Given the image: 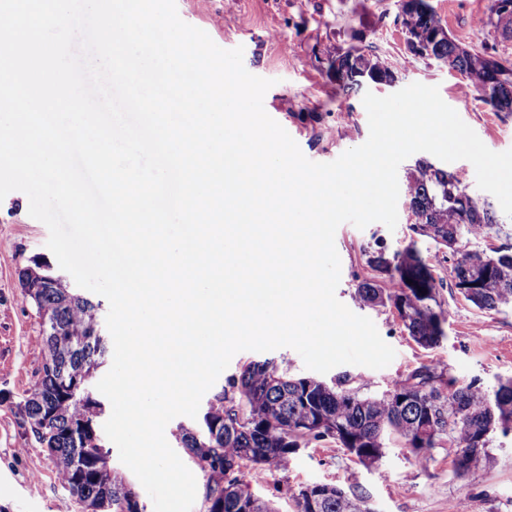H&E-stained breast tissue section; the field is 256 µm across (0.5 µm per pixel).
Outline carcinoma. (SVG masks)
Masks as SVG:
<instances>
[{
	"instance_id": "cac0c4a2",
	"label": "carcinoma",
	"mask_w": 512,
	"mask_h": 512,
	"mask_svg": "<svg viewBox=\"0 0 512 512\" xmlns=\"http://www.w3.org/2000/svg\"><path fill=\"white\" fill-rule=\"evenodd\" d=\"M486 26L512 38V15L487 16ZM404 25L418 40H430L432 30L446 31L428 3L417 0V10L405 13ZM428 56L448 64L481 93V100L496 112L512 111V83L499 98H486L489 83L498 74H512V63L490 67L487 55L473 52L448 36L431 46ZM327 70L343 90L356 86L357 74L384 76L388 69L371 54L357 50L326 58ZM460 178L427 161H420L409 183L410 206L417 233L432 238L457 255L452 267L455 287L466 300L486 311H501L512 303V251L490 252L462 247L466 235L493 225L485 206L463 201ZM35 256L18 274L24 299L41 318L55 323L56 340L41 336L43 358L39 381L24 403L36 428V442L49 449L63 485L76 500L94 512H143L125 480L107 465L106 456L88 455L95 447L104 407L96 398L95 381L105 362L109 339L94 336L100 304L81 296L57 270H46ZM397 281L387 294L365 280L356 294L369 306L395 309L408 335L424 348L444 338L442 314L434 310L437 284L432 266L411 242L392 257L371 260ZM412 283H406V280ZM205 414L218 431L181 428V442L205 481V502L216 500L220 512H272L270 505L243 492L237 473L248 465L268 470L288 468L299 442L332 438L362 464H375L383 456V438L393 434L420 460L449 442L456 448L454 469L470 471L485 457L490 436L512 420V380L489 392L475 383L462 386L438 363L421 365L382 394H364L293 378L268 362H250L233 380L232 393L220 391L209 401ZM299 512H371L366 502L332 485L310 503L299 493Z\"/></svg>"
}]
</instances>
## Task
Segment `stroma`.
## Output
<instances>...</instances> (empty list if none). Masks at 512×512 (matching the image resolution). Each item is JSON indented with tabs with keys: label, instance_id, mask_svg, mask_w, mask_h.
I'll return each instance as SVG.
<instances>
[{
	"label": "stroma",
	"instance_id": "obj_1",
	"mask_svg": "<svg viewBox=\"0 0 512 512\" xmlns=\"http://www.w3.org/2000/svg\"><path fill=\"white\" fill-rule=\"evenodd\" d=\"M449 34L476 52L512 61V39L481 26L492 0H429ZM180 18L205 31L219 47H243V63L253 75L272 80L264 108L296 141L304 156L326 163L362 145L369 126L365 92L383 97L412 83L438 87L446 104L469 92L460 74L440 62L409 52L397 16L399 0H176ZM358 49L376 55L395 75L394 85L369 84L367 91L344 92L326 69L325 58ZM462 120L492 151L512 149V112H497L479 95ZM422 153L398 168V224L374 222L359 229L341 224L335 234L340 257L337 299L357 315L370 318L396 352L385 368L339 365L322 374L330 386L365 387L379 394L414 368L440 363L460 383L484 389L512 379V309L479 310L454 286L453 252L416 234L408 185ZM23 192L0 201V512H81L61 483L46 450L19 424L18 411L34 390L42 362V319L18 288V271L35 255L49 256V230L32 218ZM415 243L439 282L437 302L447 314L445 336L432 349L419 346L393 309L368 307L355 297L365 280L390 287L388 276L372 267L373 252L386 255ZM268 361L293 377L308 376L292 348L234 355L214 384L228 388L244 365ZM454 451L434 449L425 462L398 439L387 440L381 460L358 462L336 440H304L287 469L270 471L248 465L239 479L246 491L270 501L276 512H298L299 492L313 484H334L365 498L371 512H512V433H495L478 469L457 474Z\"/></svg>",
	"mask_w": 512,
	"mask_h": 512
}]
</instances>
